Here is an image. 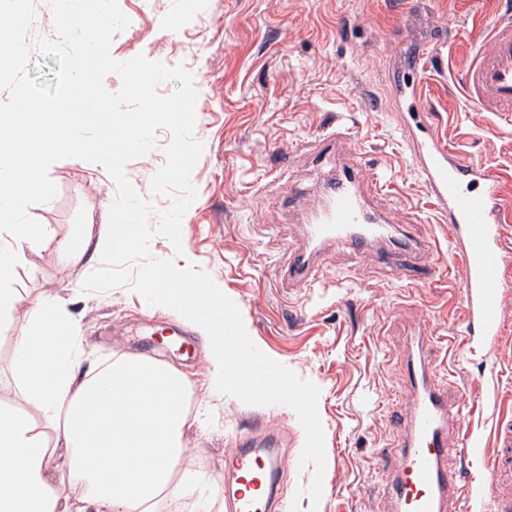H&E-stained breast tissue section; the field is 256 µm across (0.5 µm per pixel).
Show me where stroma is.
I'll list each match as a JSON object with an SVG mask.
<instances>
[{
    "mask_svg": "<svg viewBox=\"0 0 512 512\" xmlns=\"http://www.w3.org/2000/svg\"><path fill=\"white\" fill-rule=\"evenodd\" d=\"M130 20L116 34L112 56L142 55L184 66L198 91L194 135L204 144L192 181L197 198L182 220V254L162 236L153 257H181L209 273L239 307L246 330L267 356L320 389L326 472L319 505L299 500V512H391L378 489L385 479L377 451L394 441L407 414L405 344L426 334L447 341L463 312L448 272L452 229L437 223L410 159L418 130L406 124L425 101L434 134L457 154L500 170L512 192V120L471 105L462 77L487 44L489 24L512 0H119ZM28 71L54 82L56 58L35 47L55 39L51 10L37 0ZM365 173L391 182L377 204L393 236L417 243L440 274L407 290L376 251L329 246L314 287L288 278V245L300 240L332 166L323 159L331 129ZM156 146L129 162L126 175L155 211L170 198L152 196L150 181L171 140L157 130ZM56 198L28 214L51 225L42 255L16 268L12 285L29 295L68 298L88 339V360L105 365L122 354H147L176 366L198 391L187 401L188 454L197 472L223 482L234 439L284 435L293 466L288 491L308 485L312 468L297 461L305 442L295 412L284 405H247L207 393L205 342L188 329L182 347L163 344L161 331L178 325L174 312L147 313L144 297L124 286L85 293L84 279L100 257L60 263L59 239L105 236L116 185L101 165L76 158L54 163ZM505 331L499 350L480 336L439 359L443 382L464 405V429L490 438L494 421L512 420V292L503 298Z\"/></svg>",
    "mask_w": 512,
    "mask_h": 512,
    "instance_id": "1",
    "label": "stroma"
}]
</instances>
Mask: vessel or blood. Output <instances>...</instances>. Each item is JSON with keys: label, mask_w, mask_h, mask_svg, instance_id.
Returning a JSON list of instances; mask_svg holds the SVG:
<instances>
[{"label": "vessel or blood", "mask_w": 512, "mask_h": 512, "mask_svg": "<svg viewBox=\"0 0 512 512\" xmlns=\"http://www.w3.org/2000/svg\"><path fill=\"white\" fill-rule=\"evenodd\" d=\"M488 45L479 49L462 79L465 97L490 112L512 116V17L504 16L488 28ZM412 163L434 199L444 223L459 234L451 252L461 278L464 335L481 334L499 343L503 336V296L512 283V244L503 235L512 222V194L503 175L475 161L453 154L441 140L416 144ZM380 194V179L340 163L322 190L323 204L308 221L300 247L290 253L288 275L313 286L318 262L326 246L347 243L361 251L380 242V219L363 194ZM411 244L399 246L398 269L411 285L429 282L433 264L413 255ZM431 337H414L406 348L409 390L413 398L408 436L393 445L394 469L386 483L396 512H512V425L494 430V453L485 455L479 437H471L460 464H449L458 440L461 404L451 387L438 382ZM278 435L265 434L235 442L226 451L234 486L230 512H287L286 477L291 464L280 452ZM480 464L484 487L470 480L473 464Z\"/></svg>", "instance_id": "b4317fda"}]
</instances>
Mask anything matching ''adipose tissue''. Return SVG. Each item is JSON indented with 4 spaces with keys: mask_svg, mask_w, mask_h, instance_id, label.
<instances>
[{
    "mask_svg": "<svg viewBox=\"0 0 512 512\" xmlns=\"http://www.w3.org/2000/svg\"><path fill=\"white\" fill-rule=\"evenodd\" d=\"M99 121L112 116L82 112L62 126L51 112L0 113V130L22 129L26 143L23 160L7 164L14 144L0 139V216L9 219L0 243V345L12 348L25 403L20 412L0 406V512H157L162 504L199 512L208 485L188 460V376L143 354L104 368L89 363L67 300L24 297L9 280L51 234L22 208L46 189L43 155Z\"/></svg>",
    "mask_w": 512,
    "mask_h": 512,
    "instance_id": "ef3b65f1",
    "label": "adipose tissue"
}]
</instances>
